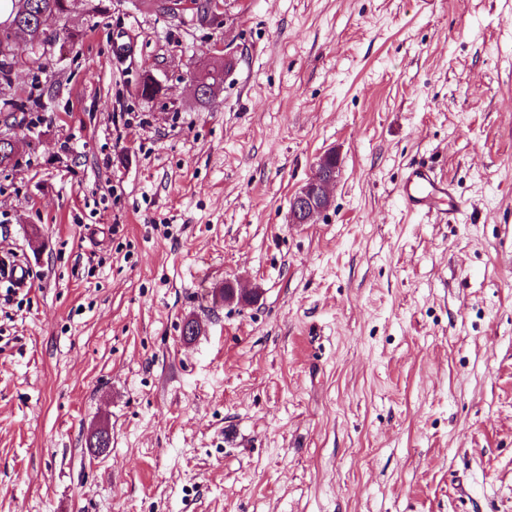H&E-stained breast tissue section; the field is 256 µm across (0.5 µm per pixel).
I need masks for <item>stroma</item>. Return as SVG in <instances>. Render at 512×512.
Here are the masks:
<instances>
[{"label": "stroma", "instance_id": "stroma-1", "mask_svg": "<svg viewBox=\"0 0 512 512\" xmlns=\"http://www.w3.org/2000/svg\"><path fill=\"white\" fill-rule=\"evenodd\" d=\"M103 4L6 89L0 512H512V0ZM199 3L193 0H165L157 11L173 21H181L186 11H191L201 23H214L223 16V0H209L205 10L200 9ZM332 159L336 156V176L333 168L326 161L316 165L314 174L308 182L296 192L290 200L291 220L294 224L314 223L331 206L332 189L339 171V157L330 152ZM398 192L404 206L414 212H438L441 210L439 203L445 197H448V206L451 204L448 184L437 181L422 167L407 172Z\"/></svg>", "mask_w": 512, "mask_h": 512}]
</instances>
